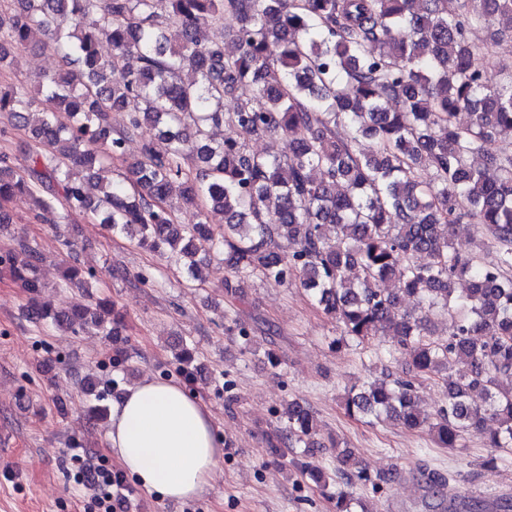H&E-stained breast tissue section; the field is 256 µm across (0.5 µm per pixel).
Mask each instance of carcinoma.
Masks as SVG:
<instances>
[{"label":"carcinoma","mask_w":512,"mask_h":512,"mask_svg":"<svg viewBox=\"0 0 512 512\" xmlns=\"http://www.w3.org/2000/svg\"><path fill=\"white\" fill-rule=\"evenodd\" d=\"M94 12L100 24L84 27ZM210 21L231 28V47L206 36ZM489 26L497 37L475 49ZM36 34L69 68L0 88V112L36 146L21 165L0 154V224L13 223L4 204L28 196L43 223L89 214L194 280L224 256L238 302L250 278L298 285L335 320V344L364 349L382 333L410 357L404 376L349 389L348 415L397 419L440 448L485 429L490 447L512 448V389L499 385L512 378V63L497 60L499 39H512V0H12L0 8V71L5 47ZM492 68L502 81H488ZM244 85L252 95L224 111ZM61 111L69 124L57 123ZM112 112L126 114L122 129ZM221 122L237 136L213 138ZM145 127L166 148L145 140L130 161L127 142ZM259 135L288 137V153L249 151ZM114 160L124 176L89 195ZM176 199L200 206V221L177 224ZM213 209L224 226L210 224ZM464 220L490 236L494 259L441 233ZM41 261L20 237L0 270L34 296L46 288ZM463 279L470 288L459 291ZM408 296L420 314L401 309ZM439 317L451 323L446 337L431 330ZM33 318L118 335L111 303L93 297L70 310L37 305ZM457 363L466 374L452 373ZM421 379L443 393L430 412L418 404ZM282 417L272 453L314 447L308 405L292 399ZM330 447L347 484L368 480L350 449ZM296 468L326 484L306 455ZM425 484L430 512L466 506L448 500L445 474L429 471ZM336 512L371 510L340 488Z\"/></svg>","instance_id":"carcinoma-1"}]
</instances>
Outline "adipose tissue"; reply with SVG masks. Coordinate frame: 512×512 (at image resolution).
<instances>
[{
	"mask_svg": "<svg viewBox=\"0 0 512 512\" xmlns=\"http://www.w3.org/2000/svg\"><path fill=\"white\" fill-rule=\"evenodd\" d=\"M108 439L138 485L168 500L201 497L224 458L206 405L183 386L157 379L140 382L113 404Z\"/></svg>",
	"mask_w": 512,
	"mask_h": 512,
	"instance_id": "1",
	"label": "adipose tissue"
}]
</instances>
